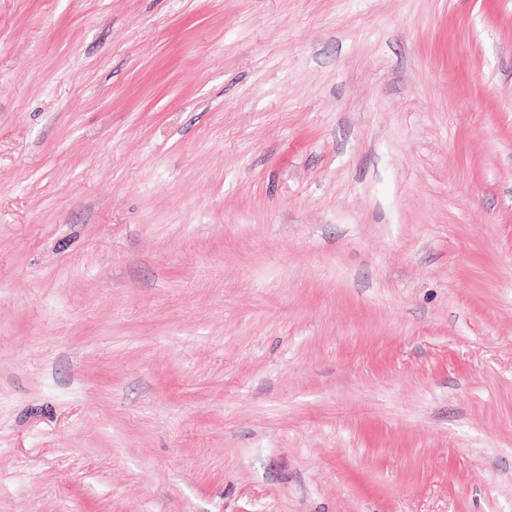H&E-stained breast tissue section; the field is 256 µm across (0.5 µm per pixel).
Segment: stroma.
Returning a JSON list of instances; mask_svg holds the SVG:
<instances>
[{"label":"stroma","instance_id":"35a3bbf8","mask_svg":"<svg viewBox=\"0 0 512 512\" xmlns=\"http://www.w3.org/2000/svg\"><path fill=\"white\" fill-rule=\"evenodd\" d=\"M0 512H512V0H0Z\"/></svg>","mask_w":512,"mask_h":512}]
</instances>
